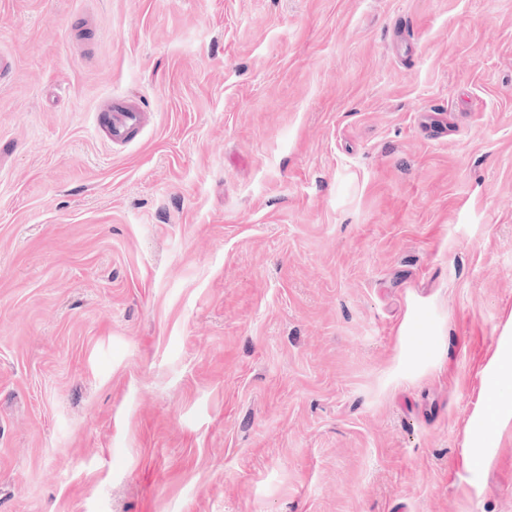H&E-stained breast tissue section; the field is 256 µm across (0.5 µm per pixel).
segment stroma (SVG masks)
Wrapping results in <instances>:
<instances>
[{"label":"stroma","instance_id":"obj_1","mask_svg":"<svg viewBox=\"0 0 512 512\" xmlns=\"http://www.w3.org/2000/svg\"><path fill=\"white\" fill-rule=\"evenodd\" d=\"M0 52V512H512V0H0ZM98 124L105 129L107 139L114 146H126L141 133L144 112L121 96L112 97L111 102L98 115Z\"/></svg>","mask_w":512,"mask_h":512}]
</instances>
